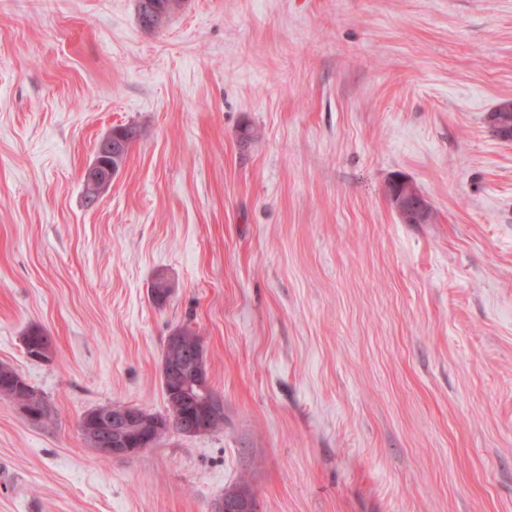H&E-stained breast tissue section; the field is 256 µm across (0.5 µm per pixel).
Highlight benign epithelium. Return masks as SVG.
Wrapping results in <instances>:
<instances>
[{"instance_id":"1","label":"benign epithelium","mask_w":512,"mask_h":512,"mask_svg":"<svg viewBox=\"0 0 512 512\" xmlns=\"http://www.w3.org/2000/svg\"><path fill=\"white\" fill-rule=\"evenodd\" d=\"M491 133L504 141L512 140V122L508 117L495 116L489 123ZM127 147L124 129L117 126L96 145L95 158L84 174L88 191L99 196L112 186L118 169L105 164V159ZM392 206L404 224H426L431 214V204L416 186L405 178H395L387 186ZM30 359L48 362L52 359V344L43 341L28 350ZM168 362L170 399L178 405L189 407L188 423L177 425L172 420L156 419L150 412L133 405H112L94 408L80 421L83 438L90 442L95 451L114 460L132 457L152 447L157 434L177 430L186 436L207 434L224 420V404L210 385L203 346H184L179 333L168 337L163 350ZM23 417L31 424L38 425L47 416L50 406L46 405L36 390L27 391L18 402ZM217 512H258L256 501L246 502L220 500Z\"/></svg>"}]
</instances>
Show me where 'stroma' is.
<instances>
[{
    "label": "stroma",
    "mask_w": 512,
    "mask_h": 512,
    "mask_svg": "<svg viewBox=\"0 0 512 512\" xmlns=\"http://www.w3.org/2000/svg\"><path fill=\"white\" fill-rule=\"evenodd\" d=\"M0 0V512H512V0ZM140 131L108 192L84 173ZM409 179L432 205L401 223ZM165 275L173 293L156 306ZM33 326L53 340L30 360ZM196 331L224 425L124 460ZM151 1H158L163 6H166V17L165 14L162 12L161 7L154 3L152 4L153 9H151V12H153L158 18H160V21L165 20L166 18H169L171 15L176 14L179 12L180 9H183V3H187L188 0H185L184 2L182 0H139L138 3V18L140 25L144 27L147 30L155 29L153 22L151 21L152 14L147 9V3ZM183 2V3H182ZM165 18V19H164ZM128 133V147L124 138V129ZM112 128V131L104 136L96 145L95 158L84 174V183L88 191L94 196H100L112 186V180L120 169L113 165H106L105 159L112 158V155L127 147V153L131 143L139 137V130L135 125H124ZM127 153L120 158L123 164ZM392 206L404 224H426L431 204L416 186L405 178H395L387 186ZM20 408L23 417L33 425H39L50 411V406L46 405L40 393L36 390H27L21 401H15Z\"/></svg>",
    "instance_id": "stroma-1"
}]
</instances>
